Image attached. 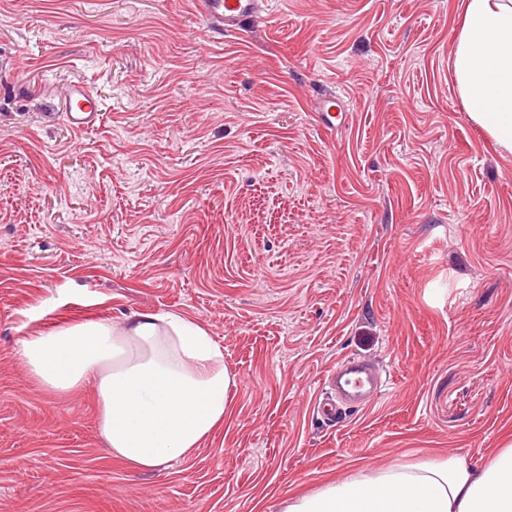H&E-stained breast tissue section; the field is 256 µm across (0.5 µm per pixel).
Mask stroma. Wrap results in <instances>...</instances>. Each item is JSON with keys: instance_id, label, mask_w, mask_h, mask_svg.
Listing matches in <instances>:
<instances>
[{"instance_id": "1", "label": "stroma", "mask_w": 512, "mask_h": 512, "mask_svg": "<svg viewBox=\"0 0 512 512\" xmlns=\"http://www.w3.org/2000/svg\"><path fill=\"white\" fill-rule=\"evenodd\" d=\"M460 2L271 0L219 34L191 0H0V512H284L512 447V156L456 94ZM82 82L103 117L77 132ZM134 311L196 321L235 381L217 436L157 471L18 353ZM353 358L382 391L324 421ZM63 112L73 130L83 131L100 121L103 109L90 87L82 84L71 88Z\"/></svg>"}]
</instances>
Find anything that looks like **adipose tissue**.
Returning <instances> with one entry per match:
<instances>
[{
  "instance_id": "adipose-tissue-1",
  "label": "adipose tissue",
  "mask_w": 512,
  "mask_h": 512,
  "mask_svg": "<svg viewBox=\"0 0 512 512\" xmlns=\"http://www.w3.org/2000/svg\"><path fill=\"white\" fill-rule=\"evenodd\" d=\"M462 10L450 55L457 95L469 120L512 155V0H463ZM19 355L44 391L92 387L97 434L130 466L186 459L224 426L233 383L224 353L181 315L60 326L22 338ZM286 512H512V448L479 466L451 454L330 482Z\"/></svg>"
}]
</instances>
